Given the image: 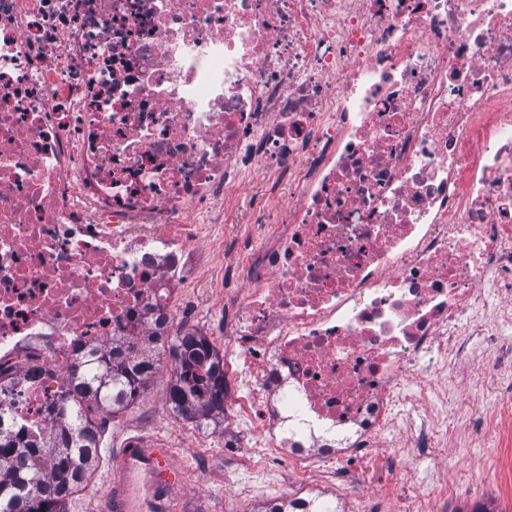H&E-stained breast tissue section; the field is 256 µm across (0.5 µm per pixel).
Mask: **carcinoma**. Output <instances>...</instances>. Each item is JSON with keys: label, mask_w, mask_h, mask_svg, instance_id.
<instances>
[{"label": "carcinoma", "mask_w": 512, "mask_h": 512, "mask_svg": "<svg viewBox=\"0 0 512 512\" xmlns=\"http://www.w3.org/2000/svg\"><path fill=\"white\" fill-rule=\"evenodd\" d=\"M153 337L128 343L131 354L110 352L77 380L76 398L58 406L57 428L48 443H21L0 427V512H65L68 499L90 477L98 458L101 433L94 413L116 414L128 408L155 375L159 355L141 357ZM169 404L197 425L218 423L224 414V373L220 353L204 336H177L169 348ZM202 395L206 402L198 401ZM26 447L34 463L21 468L11 457Z\"/></svg>", "instance_id": "obj_1"}]
</instances>
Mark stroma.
Returning <instances> with one entry per match:
<instances>
[{"label":"stroma","instance_id":"1","mask_svg":"<svg viewBox=\"0 0 512 512\" xmlns=\"http://www.w3.org/2000/svg\"><path fill=\"white\" fill-rule=\"evenodd\" d=\"M223 268L224 252L215 250L209 265L198 272L194 281L195 287L206 291L201 315L219 346L224 343ZM171 376L169 360H162L159 372L129 408L116 415L100 414L99 419L108 430L101 438L100 459L93 474L97 485L106 483L109 458L129 438L137 437L169 448L171 462L181 475L180 483L171 489L175 512H226L228 491L242 481L249 482L253 492L240 498L239 512H255L258 493L287 491L288 484L283 479H261L249 473L250 449L225 445L223 427L201 430L195 421L174 412L168 402Z\"/></svg>","mask_w":512,"mask_h":512}]
</instances>
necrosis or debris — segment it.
<instances>
[{
    "instance_id": "1",
    "label": "necrosis or debris",
    "mask_w": 512,
    "mask_h": 512,
    "mask_svg": "<svg viewBox=\"0 0 512 512\" xmlns=\"http://www.w3.org/2000/svg\"><path fill=\"white\" fill-rule=\"evenodd\" d=\"M224 424L317 512L493 447L426 492L490 512L512 473V0H0V427L46 440L85 364L205 330L190 281L225 190ZM488 356L474 364L475 352ZM481 387L484 406L442 384ZM285 188L287 186L282 185L279 193H277L275 190H271L270 185L262 177H257L254 182L241 189L239 194L238 191H235L234 195L238 194V205L227 211L226 221H224V224H218L216 228V233L218 232L221 240L224 241L223 244L227 243L229 245L231 243L234 245L237 242L235 235H238L241 240V235L245 231H251V224H243V206L251 197L275 192L277 195L281 194L282 201H285L284 199L287 197V189ZM482 448L484 444L468 432L466 423L463 421L458 441L453 447L448 448V457L454 461L463 479L471 480L470 469ZM405 468L411 473V482L420 488H428L439 481L441 469L431 461H404Z\"/></svg>"
}]
</instances>
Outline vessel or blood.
I'll use <instances>...</instances> for the list:
<instances>
[{
	"mask_svg": "<svg viewBox=\"0 0 512 512\" xmlns=\"http://www.w3.org/2000/svg\"><path fill=\"white\" fill-rule=\"evenodd\" d=\"M109 494L98 512H172L165 451L158 444L129 440L106 474Z\"/></svg>",
	"mask_w": 512,
	"mask_h": 512,
	"instance_id": "1",
	"label": "vessel or blood"
}]
</instances>
